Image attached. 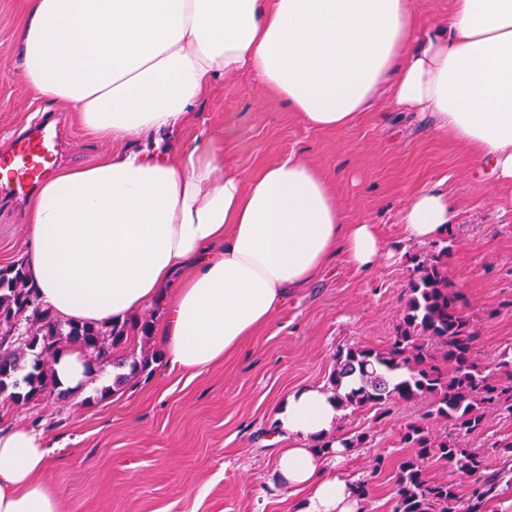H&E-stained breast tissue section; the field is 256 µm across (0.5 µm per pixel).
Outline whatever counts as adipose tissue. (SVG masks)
<instances>
[{
    "mask_svg": "<svg viewBox=\"0 0 512 512\" xmlns=\"http://www.w3.org/2000/svg\"><path fill=\"white\" fill-rule=\"evenodd\" d=\"M16 43L34 94L118 144L33 198L31 284L59 317L95 324L171 285L159 334L185 370L222 362L321 279L335 249L364 272L385 251L375 225L345 223L328 179L300 156L247 180L208 131L160 145L218 81L248 74L317 130L351 127L386 100L469 150L512 199V0H453L448 19L422 23L413 0H29ZM133 138L139 149L121 148ZM454 212L423 187L401 223L426 243ZM340 414L321 386L275 408V478L301 494L298 512H361L354 485L312 446ZM48 462L39 431H0V512H60L37 480Z\"/></svg>",
    "mask_w": 512,
    "mask_h": 512,
    "instance_id": "1",
    "label": "adipose tissue"
}]
</instances>
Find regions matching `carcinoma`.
<instances>
[{
  "instance_id": "obj_1",
  "label": "carcinoma",
  "mask_w": 512,
  "mask_h": 512,
  "mask_svg": "<svg viewBox=\"0 0 512 512\" xmlns=\"http://www.w3.org/2000/svg\"><path fill=\"white\" fill-rule=\"evenodd\" d=\"M452 247L450 238L416 262V278L386 347L355 345L336 355L331 384L341 409L387 412L401 402H428L421 420L401 428L400 442L411 454L398 466L393 512H487L512 464V438L493 443L503 459L493 472L485 455L465 443L484 431L488 412L512 418V358L503 356L495 373L476 362L477 336L448 283L445 258ZM151 329L148 318L109 325L63 323L29 284L23 264L0 268V396L33 406L48 393L66 397L71 389L61 388L54 364L72 348L81 350L86 369L112 363L129 367L119 378H132L147 369L149 358L124 360L115 349L132 334L149 340ZM437 351L452 363V371L434 363ZM441 420L451 423L455 435L434 429ZM426 461L468 480V491L453 480L427 479Z\"/></svg>"
}]
</instances>
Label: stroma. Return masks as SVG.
<instances>
[{
    "mask_svg": "<svg viewBox=\"0 0 512 512\" xmlns=\"http://www.w3.org/2000/svg\"><path fill=\"white\" fill-rule=\"evenodd\" d=\"M27 0H0V146L48 112L62 114L66 168L89 167L112 151L77 113L36 97L18 78L15 33ZM220 133L229 170L246 178L294 153L324 172L346 223L374 224L388 250L369 272L336 255L330 274L292 296L271 321L214 367L172 366L159 336L129 337L118 352L141 356L147 370L110 390L111 367H94L65 400L39 406L0 400V429L40 431L50 461L40 482L62 512H297L300 498L275 485L274 409L301 386H329L339 350L383 348L400 321L414 261L435 243L406 240L401 211L433 186L455 204L446 264L463 316L477 334L475 359L490 367L512 353V207L477 178L470 154L414 114L379 103L354 126L313 130L271 91L243 74L214 87L171 140ZM27 205L0 200V268L23 262ZM427 409L423 400L392 413L343 412L331 437L368 433L367 447L342 457L338 475L368 483L365 512H391L398 465L408 451L402 427ZM386 465L374 470L373 460Z\"/></svg>",
    "mask_w": 512,
    "mask_h": 512,
    "instance_id": "1",
    "label": "stroma"
}]
</instances>
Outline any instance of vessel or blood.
<instances>
[{"instance_id":"1","label":"vessel or blood","mask_w":512,"mask_h":512,"mask_svg":"<svg viewBox=\"0 0 512 512\" xmlns=\"http://www.w3.org/2000/svg\"><path fill=\"white\" fill-rule=\"evenodd\" d=\"M58 155V133L46 124H35L15 137L9 149L0 153V198H14L33 189Z\"/></svg>"}]
</instances>
